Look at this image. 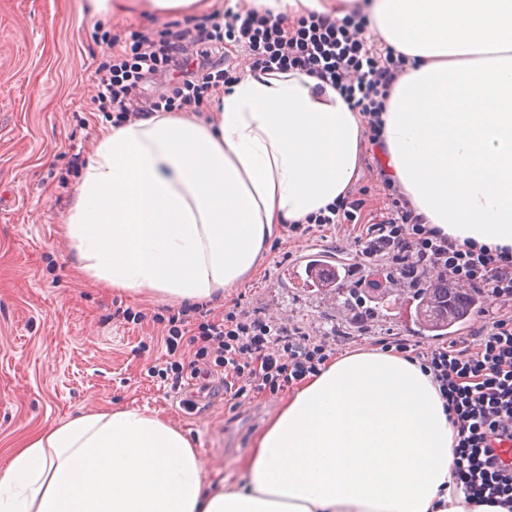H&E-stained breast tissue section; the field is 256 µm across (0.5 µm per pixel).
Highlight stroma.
<instances>
[{"label":"stroma","instance_id":"1","mask_svg":"<svg viewBox=\"0 0 512 512\" xmlns=\"http://www.w3.org/2000/svg\"><path fill=\"white\" fill-rule=\"evenodd\" d=\"M86 0H0V471L9 445L22 433L112 406L160 413L182 429L199 450L207 478L243 486L240 457L285 402L288 392L266 394L230 410L225 397L209 401L204 415L182 409L178 391L152 374L165 354L163 327L155 314L166 301L102 288L72 271V248L62 231L77 187L73 154L89 155L105 126L91 108L92 71L106 49L103 29L150 31L204 23L230 0H209L190 18L147 17L128 6L124 18H100ZM81 88L73 96L72 88ZM345 267L346 287L361 279L386 281L392 268H359L334 238H280L268 248L260 271L240 286L254 310L292 318L308 331L338 328L341 353L377 351L387 340L422 346L459 344L455 335L422 336L404 314L361 323L321 294L294 283L303 272L302 252ZM142 312L143 321L115 311Z\"/></svg>","mask_w":512,"mask_h":512}]
</instances>
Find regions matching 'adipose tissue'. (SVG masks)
Wrapping results in <instances>:
<instances>
[{
	"label": "adipose tissue",
	"instance_id": "ef3b65f1",
	"mask_svg": "<svg viewBox=\"0 0 512 512\" xmlns=\"http://www.w3.org/2000/svg\"><path fill=\"white\" fill-rule=\"evenodd\" d=\"M282 22L362 10L406 56L377 156L424 223L512 248V0H242ZM213 115L154 112L100 129L63 230L89 278L212 301L266 259L277 227L345 195L362 124L301 71H238ZM453 428L419 364L361 351L326 364L241 460L242 488L204 479L193 441L132 407L23 435L0 512H504L453 480Z\"/></svg>",
	"mask_w": 512,
	"mask_h": 512
}]
</instances>
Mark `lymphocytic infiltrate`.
I'll return each mask as SVG.
<instances>
[{"label": "lymphocytic infiltrate", "instance_id": "1", "mask_svg": "<svg viewBox=\"0 0 512 512\" xmlns=\"http://www.w3.org/2000/svg\"><path fill=\"white\" fill-rule=\"evenodd\" d=\"M368 25L359 13L341 20L311 13L286 29L272 13L228 9L207 27L169 29L157 36L139 32L130 52L96 66L97 93L91 102L106 121L121 126L134 115L136 90L167 72L177 77L176 94L152 100L149 111H199L210 92L234 80L223 53L230 40L248 51L254 68L303 71L339 89L351 109L366 118L363 135L376 146L379 116L406 57L388 46L368 47L363 36ZM380 183L387 204L371 218L363 216L362 189L353 187L286 230L301 238L347 224L361 226L354 246L363 262L384 260L397 271L411 267L426 279L435 274L444 282L464 283L488 300V308L476 314L473 341L422 349L396 340L385 349L419 363L437 386L455 432V480L468 499L512 512V468L499 463L493 448L494 441L512 436V249L459 244L424 224L388 175H381ZM187 344L195 347L197 360L223 369L224 393L234 409L249 395L275 393L316 376L336 353L333 342L311 338L289 319L262 317L239 297L217 321L200 304L167 317L166 359L153 371L171 378L176 388L184 378L180 356Z\"/></svg>", "mask_w": 512, "mask_h": 512}]
</instances>
